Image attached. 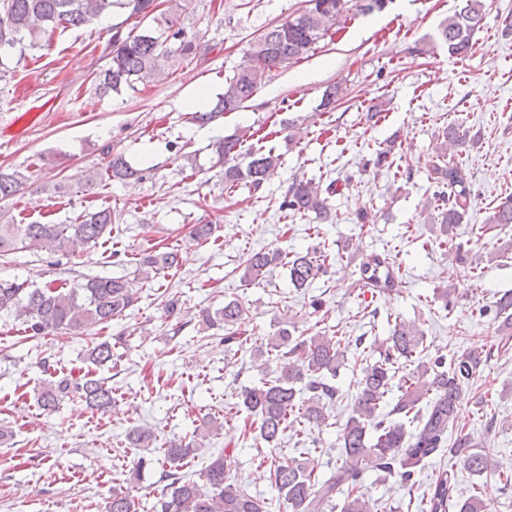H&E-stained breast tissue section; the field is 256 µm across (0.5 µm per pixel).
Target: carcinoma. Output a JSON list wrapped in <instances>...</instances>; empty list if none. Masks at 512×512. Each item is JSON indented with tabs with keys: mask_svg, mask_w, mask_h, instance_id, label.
Segmentation results:
<instances>
[{
	"mask_svg": "<svg viewBox=\"0 0 512 512\" xmlns=\"http://www.w3.org/2000/svg\"><path fill=\"white\" fill-rule=\"evenodd\" d=\"M350 0H307L306 7L288 21L272 25L247 44L246 61L224 82V93L192 120L205 125L222 114L236 112L252 99L270 72L309 56L325 39L347 11ZM128 10L136 26L124 30L117 23L110 28L109 63L95 77L96 90L106 95L136 89L157 76L156 59L169 53L168 43H177L179 58L208 54L212 46L176 26L172 17L164 18L165 27L156 30L157 0H0V80L9 70L3 60L14 55L25 58V50L40 46L41 35L51 31L89 28L114 5ZM484 0H460L459 7L441 21L436 40L444 44L451 57L465 58L473 49V36L482 26ZM244 136L233 134L211 145L214 162L224 184L230 189L244 186L259 190L279 166L273 151L241 153ZM104 170L92 173L90 186L102 179L131 182L143 179V171L133 168L125 157L106 148ZM436 184L434 199L439 201L442 244L456 251L457 260L468 268L480 263L471 249L462 250L454 230L462 223L472 204V190L460 162L432 165ZM27 181L20 171L0 169V200L17 195ZM336 186L326 189L309 180H294L279 205L282 211L320 220L331 216L329 198ZM120 215L110 206L81 213L71 224H0V258L19 250L60 252L71 244H98L112 234ZM491 224H512V197L501 202L489 218ZM326 252H284L278 248L253 251L240 264L243 282H250L266 271L284 264L289 281L299 291L309 287L325 272ZM179 265L174 251L144 250L136 272L144 280L169 272ZM359 282L371 295L393 291L396 278L394 259L387 254H370L358 265ZM138 301L132 282L123 277L94 276L57 286L49 282L35 287L28 281H0V313L14 317L31 337L60 333L85 335L97 326H106L125 315ZM499 331H512V292L496 302ZM200 330L224 333V345L247 350L253 358L275 365L261 384L244 387L237 394L236 408L245 410L257 424V437L270 446L277 445L286 432L301 435L302 426H319L325 421L324 406L344 399L333 380L345 364L347 354L365 361L356 392L351 396L347 419L341 427L336 468L329 478L315 475L314 460L289 458L274 461L273 483L278 500L288 512H319L321 505L336 494L343 495L341 512H374L375 500L363 486L368 469L397 477L405 484L414 480L425 463L442 449L456 457L474 475L488 471V462L469 433L459 432L448 440L459 407L465 400L469 383L481 363L476 354H463L452 360L423 354L424 332L396 319L388 321L389 335L374 348L378 358L370 362L360 352L364 339L350 340L329 331L312 336H297L290 322H276L275 330L263 337L246 335L247 309L237 299L224 302L217 310L202 308L193 314ZM113 345L92 341L86 358L94 369L74 379L50 374L36 389L40 409L52 413L66 399L79 398L89 408L105 414L115 403V389L96 369L112 363ZM401 395L393 403L387 400L392 388ZM405 418L416 424L408 432L403 423L391 417ZM207 434L191 442H172L163 450V480L166 492L154 504L155 512H268L265 499L253 495L224 472V453L204 467V484L180 472L184 461L195 456L196 448ZM127 440L132 448H147L155 440L154 431L131 429ZM105 512H137L135 497L128 491L113 490L105 503ZM424 512H489L482 496L465 499L457 496L455 474L439 472L431 483Z\"/></svg>",
	"mask_w": 512,
	"mask_h": 512,
	"instance_id": "cac0c4a2",
	"label": "carcinoma"
}]
</instances>
